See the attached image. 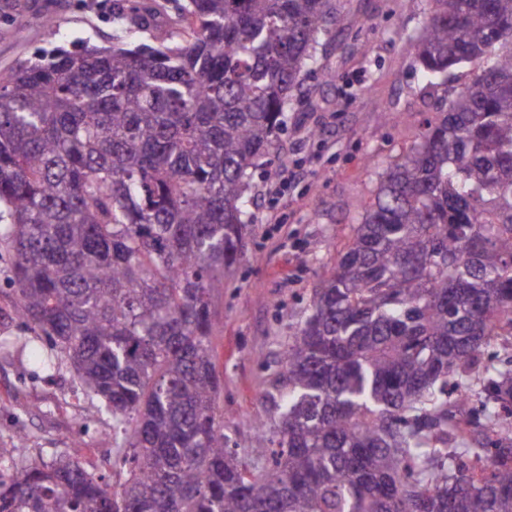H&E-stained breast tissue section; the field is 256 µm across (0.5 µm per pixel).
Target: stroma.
Returning <instances> with one entry per match:
<instances>
[{"label":"stroma","mask_w":512,"mask_h":512,"mask_svg":"<svg viewBox=\"0 0 512 512\" xmlns=\"http://www.w3.org/2000/svg\"><path fill=\"white\" fill-rule=\"evenodd\" d=\"M140 0H0V71L43 45L44 21L60 43L111 44L115 5ZM329 43L318 52L285 114V125L252 177L255 222L245 254L214 293L217 401L231 447L250 453L249 421L264 410L261 386L298 323L319 277L335 266L385 169L415 142L431 111L413 49L429 0H340ZM389 119H381V111ZM12 255L0 241V337L31 338L15 316ZM17 459L79 455L123 475L109 460L112 421L82 393L71 368L46 372L28 355L0 350V445Z\"/></svg>","instance_id":"stroma-1"}]
</instances>
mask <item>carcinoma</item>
Instances as JSON below:
<instances>
[{"mask_svg": "<svg viewBox=\"0 0 512 512\" xmlns=\"http://www.w3.org/2000/svg\"><path fill=\"white\" fill-rule=\"evenodd\" d=\"M415 39L436 112L268 380L251 463L217 412L211 294L253 217L337 0H179L0 72V240L44 369L66 360L112 418L125 480L77 457L0 473V512H512V369L467 378L512 336V0H430ZM468 84L438 95L453 73Z\"/></svg>", "mask_w": 512, "mask_h": 512, "instance_id": "carcinoma-1", "label": "carcinoma"}]
</instances>
